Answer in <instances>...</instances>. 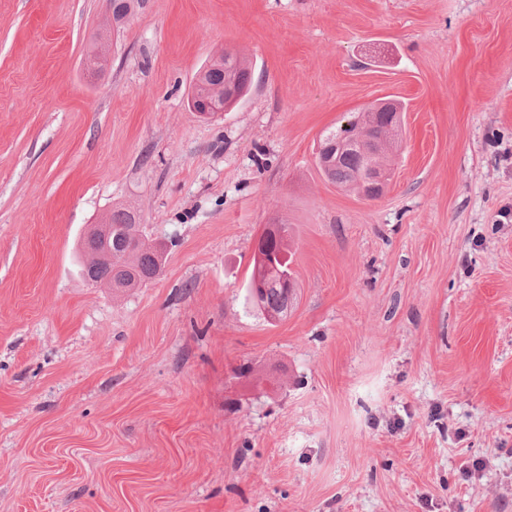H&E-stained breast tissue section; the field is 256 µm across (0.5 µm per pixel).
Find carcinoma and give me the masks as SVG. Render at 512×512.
I'll use <instances>...</instances> for the list:
<instances>
[{
  "label": "carcinoma",
  "mask_w": 512,
  "mask_h": 512,
  "mask_svg": "<svg viewBox=\"0 0 512 512\" xmlns=\"http://www.w3.org/2000/svg\"><path fill=\"white\" fill-rule=\"evenodd\" d=\"M145 0H112V27L122 28L141 8ZM252 82V72L246 62L231 53H224L203 66L196 75L190 97H214L218 90L225 88L235 93L237 98L246 95ZM364 125L353 115L348 123L328 132L322 138V145L345 144L341 153L331 150L329 154H318V169L327 181L340 187L361 190L359 178L369 159L351 141L360 136ZM104 223L112 225V265H99L92 270L98 284H107L114 290L135 288L155 278L161 271L165 256L160 249L150 245H131L143 238L140 233L137 215L125 208H114ZM272 256L267 273L276 279L290 269L292 254L288 238L270 246ZM296 300V291L272 287L265 296L256 301L259 310L274 311L284 318Z\"/></svg>",
  "instance_id": "carcinoma-1"
}]
</instances>
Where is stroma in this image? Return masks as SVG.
<instances>
[{
	"instance_id": "obj_1",
	"label": "stroma",
	"mask_w": 512,
	"mask_h": 512,
	"mask_svg": "<svg viewBox=\"0 0 512 512\" xmlns=\"http://www.w3.org/2000/svg\"><path fill=\"white\" fill-rule=\"evenodd\" d=\"M0 0V512H512V0ZM226 50L248 94L187 104ZM405 108L380 198L322 135ZM168 244L115 293L83 232ZM288 227L269 323L254 244ZM145 0H110L109 6L112 12V28L120 29L140 9ZM387 103L388 101L383 100L362 108L347 121V124L340 125L323 136L322 146L334 145L330 154L320 153L316 159L318 169L327 181L340 187H352L359 193L362 191L359 178L369 159L349 143L364 131L363 123L356 121L360 112H375L387 107ZM336 143L345 144L343 151L337 155ZM296 300V289L293 291L284 290L279 287L268 288L265 296L260 300H254L253 302L258 306L259 310L264 312L268 317L270 310L278 313L280 317L284 318L288 314V309L293 306Z\"/></svg>"
}]
</instances>
